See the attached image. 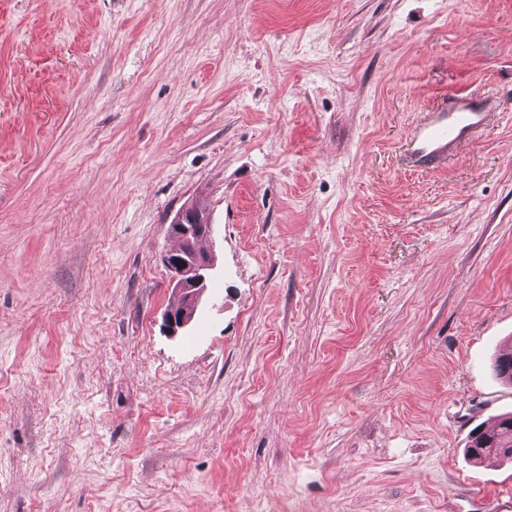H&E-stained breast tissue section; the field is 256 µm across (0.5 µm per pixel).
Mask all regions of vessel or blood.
<instances>
[{
  "mask_svg": "<svg viewBox=\"0 0 512 512\" xmlns=\"http://www.w3.org/2000/svg\"><path fill=\"white\" fill-rule=\"evenodd\" d=\"M497 109V101L488 95L441 97L404 142L407 166L428 172L457 157L466 143L487 129Z\"/></svg>",
  "mask_w": 512,
  "mask_h": 512,
  "instance_id": "b4317fda",
  "label": "vessel or blood"
}]
</instances>
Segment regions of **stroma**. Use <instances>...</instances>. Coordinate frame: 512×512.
Returning a JSON list of instances; mask_svg holds the SVG:
<instances>
[{"label":"stroma","instance_id":"obj_1","mask_svg":"<svg viewBox=\"0 0 512 512\" xmlns=\"http://www.w3.org/2000/svg\"><path fill=\"white\" fill-rule=\"evenodd\" d=\"M511 346L512 0H0V512H512ZM496 111L498 103L489 95L441 97L405 139L406 165L416 172H428L457 157L466 143L487 129ZM195 203L187 204L179 212L174 223L169 224L168 234L182 243V249L168 251L162 257L175 299L193 306L199 302L210 278L214 266L213 257L199 251L196 241L202 237H211L212 224H207L205 213ZM480 433L473 437V433ZM478 448H486L475 454ZM494 449L492 453V449ZM467 454L473 463H480L486 458L512 462V412L500 415L497 421L488 428L483 426L473 429L470 433Z\"/></svg>","mask_w":512,"mask_h":512}]
</instances>
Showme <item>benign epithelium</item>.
Instances as JSON below:
<instances>
[{
  "mask_svg": "<svg viewBox=\"0 0 512 512\" xmlns=\"http://www.w3.org/2000/svg\"><path fill=\"white\" fill-rule=\"evenodd\" d=\"M168 234L182 243V249L168 251L162 257L175 299L193 306L199 302L214 266L213 257L198 250L196 241L211 237L213 225L205 213L194 204H187L179 212L176 221L168 225Z\"/></svg>",
  "mask_w": 512,
  "mask_h": 512,
  "instance_id": "benign-epithelium-1",
  "label": "benign epithelium"
}]
</instances>
